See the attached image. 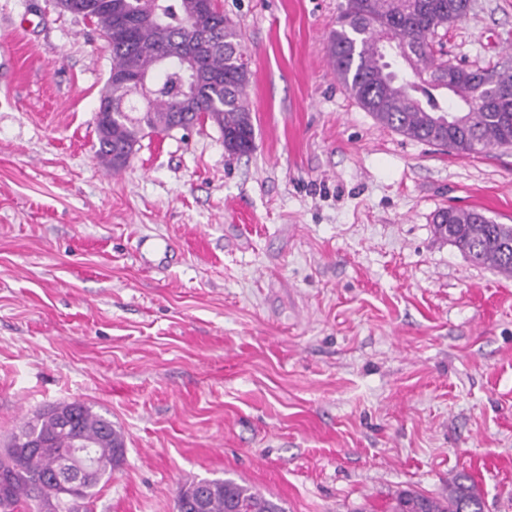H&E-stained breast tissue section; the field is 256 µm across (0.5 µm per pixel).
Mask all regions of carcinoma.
I'll return each mask as SVG.
<instances>
[{"instance_id": "1", "label": "carcinoma", "mask_w": 512, "mask_h": 512, "mask_svg": "<svg viewBox=\"0 0 512 512\" xmlns=\"http://www.w3.org/2000/svg\"><path fill=\"white\" fill-rule=\"evenodd\" d=\"M198 0H58L60 8L93 20L112 51V80L106 83L107 103L99 104L96 128L98 157L117 170L133 156L146 135L169 132L176 113L190 125L210 122L224 138L230 156L254 149V125L247 102L250 70L244 59L242 34L214 0L202 21L208 48L199 53L196 71L177 60L159 69L157 57L182 46L191 36ZM135 25L114 32L116 10ZM471 0H345L330 35V59L337 75L358 103L377 120L402 135L463 153H477L512 140V70L457 67L448 85V60L442 35L463 19ZM154 78L144 91L136 78ZM464 123L438 124L448 100ZM436 231L478 264L512 274V225L497 224L478 213L444 209L435 218ZM101 474L85 485L77 501L60 493L53 482L62 473L61 448L70 447L71 433L54 409L27 423L14 441L37 433L54 440L52 448H23L0 460V512H80L96 495L101 479L124 459L125 442L112 420L80 404L74 420ZM199 487L207 496L202 512H284L274 500L233 479H201L180 487L177 512H193L187 494ZM392 512H483V501L466 474L455 476L448 491L430 496L401 491Z\"/></svg>"}]
</instances>
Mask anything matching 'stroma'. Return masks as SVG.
Instances as JSON below:
<instances>
[{
    "label": "stroma",
    "mask_w": 512,
    "mask_h": 512,
    "mask_svg": "<svg viewBox=\"0 0 512 512\" xmlns=\"http://www.w3.org/2000/svg\"><path fill=\"white\" fill-rule=\"evenodd\" d=\"M343 0H221L255 148L212 124L112 170V55L57 0H0V450L49 406L108 416L125 460L88 512H177L230 477L286 512H389L472 475L512 512V276L436 232L512 224V145L380 125L328 58ZM447 58L512 68V0H473Z\"/></svg>",
    "instance_id": "35a3bbf8"
}]
</instances>
